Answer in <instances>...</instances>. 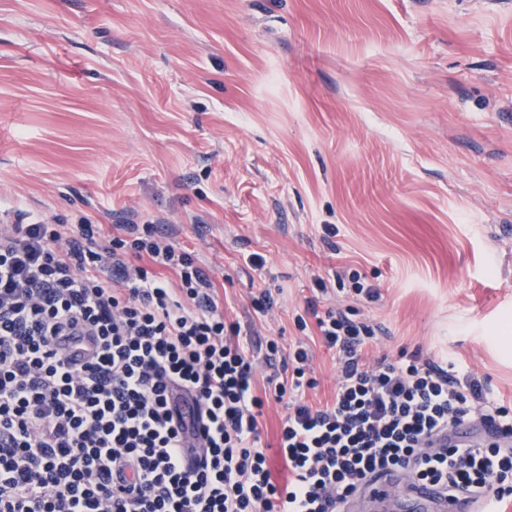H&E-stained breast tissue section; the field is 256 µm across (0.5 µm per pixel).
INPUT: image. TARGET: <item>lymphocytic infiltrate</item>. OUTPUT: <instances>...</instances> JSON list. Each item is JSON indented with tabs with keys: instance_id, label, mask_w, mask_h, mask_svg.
I'll return each instance as SVG.
<instances>
[{
	"instance_id": "1",
	"label": "lymphocytic infiltrate",
	"mask_w": 512,
	"mask_h": 512,
	"mask_svg": "<svg viewBox=\"0 0 512 512\" xmlns=\"http://www.w3.org/2000/svg\"><path fill=\"white\" fill-rule=\"evenodd\" d=\"M176 236L0 225V512H341L389 474L478 512L512 506V445L481 434L512 436V404L476 372L418 350L371 358L379 325L336 306L308 304L315 321L297 318L289 348L261 339L227 321ZM317 341L337 365L319 406L306 399ZM271 402L285 409L273 449ZM283 409L278 404H270L261 423V439L263 444L276 446V437L279 431Z\"/></svg>"
}]
</instances>
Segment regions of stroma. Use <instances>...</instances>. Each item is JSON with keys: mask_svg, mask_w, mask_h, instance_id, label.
<instances>
[{"mask_svg": "<svg viewBox=\"0 0 512 512\" xmlns=\"http://www.w3.org/2000/svg\"><path fill=\"white\" fill-rule=\"evenodd\" d=\"M22 212L173 225L285 346L358 270L379 302L318 309L512 401V0H0V225Z\"/></svg>", "mask_w": 512, "mask_h": 512, "instance_id": "stroma-1", "label": "stroma"}]
</instances>
